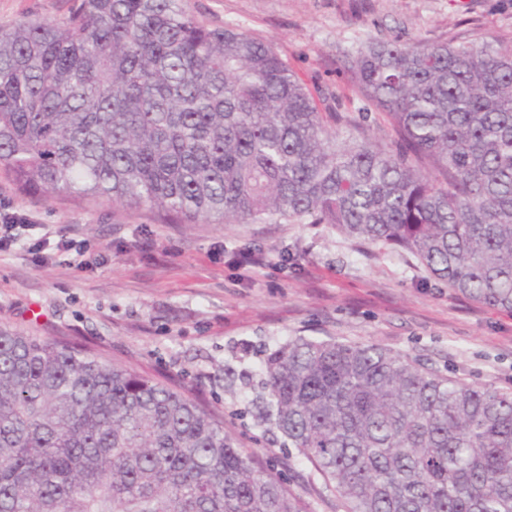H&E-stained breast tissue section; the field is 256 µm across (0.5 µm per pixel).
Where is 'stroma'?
<instances>
[{
	"label": "stroma",
	"instance_id": "1",
	"mask_svg": "<svg viewBox=\"0 0 512 512\" xmlns=\"http://www.w3.org/2000/svg\"><path fill=\"white\" fill-rule=\"evenodd\" d=\"M209 25L272 42L308 85L353 123L393 139L387 116L363 114L345 69L370 39L512 38V0H182ZM70 0H0V27L53 20ZM0 199L29 218L22 247L0 255V327L84 342L103 359L189 392L225 432L285 473L310 512H334L320 476L259 416L266 355L295 337L377 344L462 382L512 390V312L462 298L408 252L356 251L328 224H164L149 208L52 201L0 175ZM75 232L83 257L28 251ZM262 253L243 267V253Z\"/></svg>",
	"mask_w": 512,
	"mask_h": 512
}]
</instances>
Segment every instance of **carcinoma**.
Segmentation results:
<instances>
[{
    "label": "carcinoma",
    "mask_w": 512,
    "mask_h": 512,
    "mask_svg": "<svg viewBox=\"0 0 512 512\" xmlns=\"http://www.w3.org/2000/svg\"><path fill=\"white\" fill-rule=\"evenodd\" d=\"M346 67L390 143L341 135L272 43L181 0H73L0 29V173L165 224H329L512 311V40L369 41ZM263 373L339 512H512V391L332 338ZM0 512L308 510L189 393L1 327Z\"/></svg>",
    "instance_id": "cac0c4a2"
}]
</instances>
